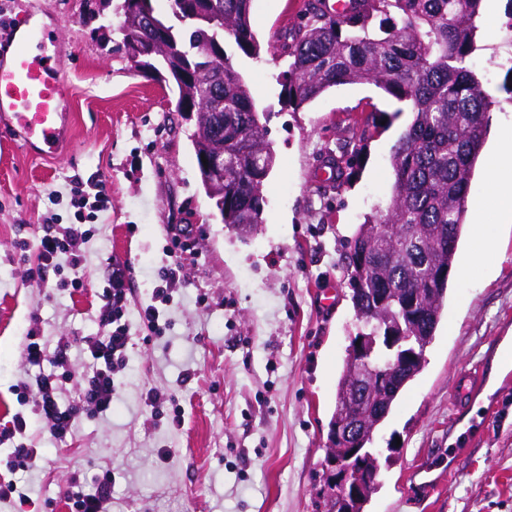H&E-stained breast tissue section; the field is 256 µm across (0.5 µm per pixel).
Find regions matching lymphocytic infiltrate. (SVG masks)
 <instances>
[{"label":"lymphocytic infiltrate","mask_w":512,"mask_h":512,"mask_svg":"<svg viewBox=\"0 0 512 512\" xmlns=\"http://www.w3.org/2000/svg\"><path fill=\"white\" fill-rule=\"evenodd\" d=\"M91 237V231L80 223L44 230L33 244L38 270H45L60 256H67L75 272L71 285L82 287L79 271ZM130 274L128 263L113 262L112 272L101 293L99 332L85 342L88 369L79 382L76 401L66 405L60 403L59 379L53 373L37 375L33 382L24 381L19 386V403L32 404L37 416L57 440H65L71 434L80 415L104 416L112 409V399L117 389L116 376L125 367L131 342L125 319L130 303ZM65 497L70 512H111L112 477L106 474L96 478L92 490L88 492L67 489Z\"/></svg>","instance_id":"1"}]
</instances>
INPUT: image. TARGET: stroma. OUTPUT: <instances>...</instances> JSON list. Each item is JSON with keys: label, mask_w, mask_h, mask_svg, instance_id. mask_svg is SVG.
<instances>
[{"label": "stroma", "mask_w": 512, "mask_h": 512, "mask_svg": "<svg viewBox=\"0 0 512 512\" xmlns=\"http://www.w3.org/2000/svg\"><path fill=\"white\" fill-rule=\"evenodd\" d=\"M306 0H253L250 23L262 50L224 49L251 90L275 165L264 190L263 222L242 238L214 214L200 182L191 136L194 115L175 109L165 83L139 73L122 42L114 0H0V27L29 13L47 19L61 46L71 114L66 149L35 159L0 127V428L28 416L33 467L9 471L0 445V480L18 496L0 512H68L63 494L111 472L112 512H320L322 470L336 378L356 331L346 279L348 240L366 216L385 213L394 177L389 157L410 123V108L374 85L333 87L300 111L281 97L288 68L278 37L304 23ZM512 0H483L474 69L492 106L483 154L498 132L512 134V97L496 63L507 49ZM381 126L342 189L316 183L339 143L366 116ZM101 173L111 195L85 249L79 290L58 287L54 270L32 280L34 241L48 217L67 224L72 180ZM193 251L181 259L162 335H152L137 304L159 285L175 229ZM130 261L132 344L118 375L112 411L81 416L55 440L16 390L30 371L22 348L35 331L50 351L66 349L61 403L71 402L88 360L84 338L97 335L100 285L113 261ZM335 303L323 304L324 290ZM512 343V227L498 263L468 277L451 270L448 300L427 363L376 436L386 448L369 512H512V379L498 360ZM485 366L481 394L455 410L449 396L461 372ZM173 397L161 415L147 390ZM181 423H173L174 414Z\"/></svg>", "instance_id": "stroma-1"}]
</instances>
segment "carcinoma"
Masks as SVG:
<instances>
[{
  "mask_svg": "<svg viewBox=\"0 0 512 512\" xmlns=\"http://www.w3.org/2000/svg\"><path fill=\"white\" fill-rule=\"evenodd\" d=\"M167 2L169 11L159 12L153 0H122L123 14L146 12L157 24L140 40L147 54L139 62L146 72L167 76L176 93L175 111L190 105L205 124L224 116V133L212 141V149L224 150V191L210 199L224 207L225 224H246L253 233L263 221L264 187L275 154L248 84L224 50L229 38L246 56H259L250 24L253 0ZM319 2L307 0L306 22L279 37L281 55L291 59L279 79L282 100L299 111L331 87L368 83L409 103L413 113L391 155L394 183L386 217L357 225L346 274L361 333L376 337L370 366L383 362L387 350L381 336L390 327L408 338L418 362L390 387H374L358 399L361 451L350 481L364 483L359 494L336 503L329 469L318 492L324 512H366L378 480L367 483L365 476L380 470L371 448L374 435L425 363L466 226L468 185L489 119L482 83L469 65L478 50L482 0H352L342 17ZM216 70L224 72L219 83L208 77ZM181 71L199 77L185 81ZM376 129L377 123L367 120L356 140L338 144L336 165L350 164ZM360 252L366 254L363 264L354 262ZM408 288L418 294L417 322L404 311ZM353 378L348 358L337 379L332 431L353 403Z\"/></svg>",
  "mask_w": 512,
  "mask_h": 512,
  "instance_id": "carcinoma-1",
  "label": "carcinoma"
}]
</instances>
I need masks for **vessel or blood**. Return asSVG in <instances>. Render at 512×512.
<instances>
[{"label": "vessel or blood", "instance_id": "obj_1", "mask_svg": "<svg viewBox=\"0 0 512 512\" xmlns=\"http://www.w3.org/2000/svg\"><path fill=\"white\" fill-rule=\"evenodd\" d=\"M6 38L12 52L10 58L0 57V125L8 127L30 155H59L66 145L70 114L61 71L47 49L50 35L43 23L26 14ZM482 389L481 375H463L454 400L468 403Z\"/></svg>", "mask_w": 512, "mask_h": 512}]
</instances>
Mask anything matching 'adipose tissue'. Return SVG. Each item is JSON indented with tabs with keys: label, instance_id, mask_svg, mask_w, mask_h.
Instances as JSON below:
<instances>
[{
	"label": "adipose tissue",
	"instance_id": "1",
	"mask_svg": "<svg viewBox=\"0 0 512 512\" xmlns=\"http://www.w3.org/2000/svg\"><path fill=\"white\" fill-rule=\"evenodd\" d=\"M486 202L478 203L474 210V243L471 265L463 266L461 275H469L472 264L492 267L498 257L497 226L512 222V164L491 160L486 177ZM495 206L494 223L484 220L487 204Z\"/></svg>",
	"mask_w": 512,
	"mask_h": 512
}]
</instances>
